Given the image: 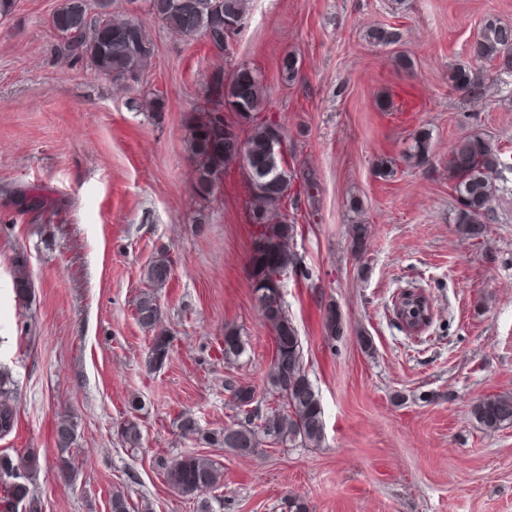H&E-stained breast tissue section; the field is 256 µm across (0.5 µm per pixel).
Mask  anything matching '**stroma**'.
<instances>
[{"mask_svg": "<svg viewBox=\"0 0 512 512\" xmlns=\"http://www.w3.org/2000/svg\"><path fill=\"white\" fill-rule=\"evenodd\" d=\"M61 0H17L0 22V190L38 186L56 201L46 221L0 222V365L16 382L17 423L0 452L31 450L42 512H280L295 494L308 512H512V424L489 430L471 409L512 396V73L490 69L482 89H452L474 65L487 16L512 25V0H251L226 50L151 21L152 66L119 84L52 57ZM378 27L397 43L374 42ZM295 55L294 80L280 62ZM261 72L265 114L287 132L285 159L314 184H294L296 271L281 278L305 372L324 412L322 447L265 445L243 455L214 442L237 419L229 384L260 407L280 402L267 380L275 338L253 298L262 231L238 166L214 197L194 191L189 116L215 75ZM163 98V112L139 108ZM428 132L431 160L404 159ZM481 136L505 146L496 223L481 239L453 222L448 157ZM371 227L350 249L356 220ZM171 259L159 292L169 359L149 365L152 335L134 303L157 253ZM34 288H12L17 255ZM423 291L432 320L419 335L396 324L393 301ZM344 316L329 338L328 305ZM244 351L224 355V330ZM370 347H363V339ZM77 427L74 478H60L54 429ZM199 432L183 434L182 415ZM137 417L142 445L120 429ZM199 454L224 479L199 496L176 492L157 457Z\"/></svg>", "mask_w": 512, "mask_h": 512, "instance_id": "1", "label": "stroma"}]
</instances>
